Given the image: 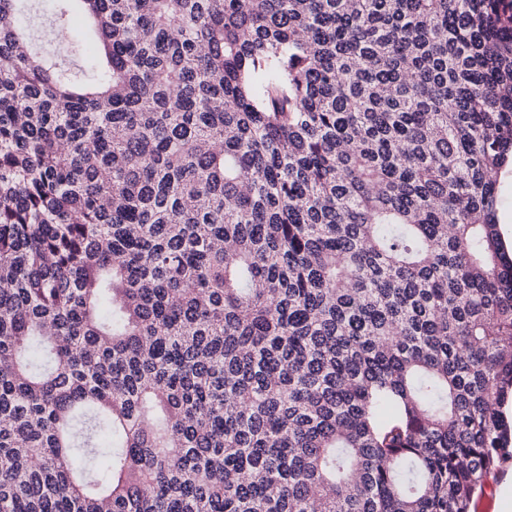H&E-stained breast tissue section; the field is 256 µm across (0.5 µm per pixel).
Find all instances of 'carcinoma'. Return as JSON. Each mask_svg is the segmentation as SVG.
<instances>
[{"label":"carcinoma","instance_id":"1","mask_svg":"<svg viewBox=\"0 0 512 512\" xmlns=\"http://www.w3.org/2000/svg\"><path fill=\"white\" fill-rule=\"evenodd\" d=\"M32 2L0 512H471L512 459V0ZM501 206L499 223L506 242L512 245V175L504 179L501 187Z\"/></svg>","mask_w":512,"mask_h":512}]
</instances>
